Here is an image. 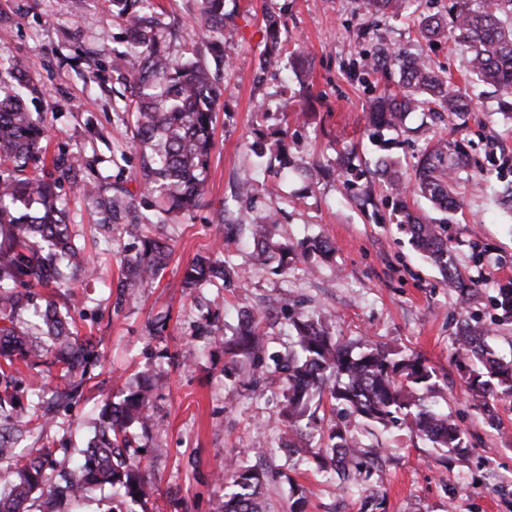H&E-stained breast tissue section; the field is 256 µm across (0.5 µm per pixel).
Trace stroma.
Masks as SVG:
<instances>
[{
    "instance_id": "1",
    "label": "stroma",
    "mask_w": 512,
    "mask_h": 512,
    "mask_svg": "<svg viewBox=\"0 0 512 512\" xmlns=\"http://www.w3.org/2000/svg\"><path fill=\"white\" fill-rule=\"evenodd\" d=\"M453 0H410L402 16L368 13L364 0H224L227 56L219 71L215 150L207 172L206 207L194 218L169 219L159 213L138 178V158L126 129L131 122L130 89L112 69L125 51L128 31L112 15L110 0H0V52L22 61L42 90L36 103L46 129L47 158L72 157L78 176L97 186L99 196L121 186L137 196L139 215L158 223L173 255L160 276L140 288L135 302L115 308L108 289L92 282L78 291L69 315L80 335L100 338L97 375L82 400L57 415L59 429L87 433L103 400L144 368L156 374L157 427L139 446L165 448L150 475L167 504L166 512H216L224 498L219 471L234 460L272 471L264 493L270 512H289V486L304 487L306 512H360L362 497L323 478L311 463L293 465L279 451L282 390L277 376L259 389L243 385L224 369V341L231 337L243 307L268 308L263 357L286 356L293 338L287 313L336 316L341 339H371L406 356L415 354L433 368L436 399L466 432L470 453L447 465L431 444L404 426L359 428L346 424L366 449L380 452L381 470L369 485L383 496L384 512H512V402L494 404L499 427H490L467 394L454 359L462 320L492 325L488 342L503 358L512 357V323L501 322L488 301L461 307L439 271L410 244L399 223L404 211L429 212L422 199L396 198L376 175L383 153L404 167L438 137L464 140L471 166L455 187L459 208L445 233L459 263L480 276L485 291L512 283V207L501 190L512 182L504 156H512V120L498 111L500 94L467 73V56L450 42L425 41L419 15H448ZM201 0H150L158 32L169 52L180 56L195 46L190 26ZM282 18L283 55L260 68L265 19ZM403 47L424 57L455 89L473 99L466 119L429 111L410 113L404 130L377 132L370 121L371 86L400 91L399 73L381 75L359 67L373 47ZM287 126L288 155L297 175L257 166L256 130ZM322 165L334 177L310 182L305 172ZM358 173L355 186L340 175ZM251 174L253 200L236 204L243 222L268 209L280 212L278 239L329 242L327 257L289 255L287 272L262 264L249 231L229 247L245 272L241 288L215 284L188 295L183 287L193 258L208 256L223 228L217 213L237 178ZM277 185V196L268 188ZM59 204L69 215L78 244L109 257L103 274L119 276L117 254L134 241L132 228L107 235L97 225L102 212L92 199L63 185ZM166 321L159 337L152 321ZM218 327L217 340L200 334L205 321Z\"/></svg>"
}]
</instances>
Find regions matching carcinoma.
Returning <instances> with one entry per match:
<instances>
[{"instance_id":"cac0c4a2","label":"carcinoma","mask_w":512,"mask_h":512,"mask_svg":"<svg viewBox=\"0 0 512 512\" xmlns=\"http://www.w3.org/2000/svg\"><path fill=\"white\" fill-rule=\"evenodd\" d=\"M145 2L112 0L129 33L126 55L138 58L130 80L132 140L139 152L144 191L157 193L161 213L185 216L205 204L219 92L216 76L201 59H173L158 47L154 22L142 10ZM407 2L366 0V6L376 14L397 17ZM507 19L512 20V0H456L452 19L423 15L417 28L428 41L451 40L466 50L471 77L511 98L512 24H505ZM281 23L274 15L266 18L264 66L279 56ZM196 29L198 38L209 42L214 60L224 61L225 47L211 40L212 33L224 31V0H202ZM385 60L397 67L401 91L394 96L375 88L370 91V114L376 125L399 131L409 113L426 106L460 119L470 112L472 100L457 93L450 78L431 70L422 57L401 49L387 53ZM35 91L26 70L17 64L9 80L0 79V464H6L13 476L10 486L0 492V512H78L89 493L106 487L129 505L128 512H159L157 484L134 461L139 453L134 431L155 427L154 386L146 375L125 383L119 401L101 405L86 444L59 472H54L50 443L26 454L17 451L33 431L42 438L53 427L54 408L79 400L99 359L96 338L78 336L64 313L80 279L99 278L100 264L83 255L66 213L57 206L58 183L64 179L78 183L75 162L56 163L52 171L38 165L44 131L27 105ZM467 167L463 143L444 139L423 152L411 174L393 157L378 161L379 175L390 193L417 194L443 213L426 217L407 211L403 226L414 247L438 266L463 305L479 297L481 279L460 269L442 225L448 223L445 212L458 207L451 195L454 175ZM135 208L133 196H112V223L124 220ZM228 211L226 205L218 215L226 232L216 255L191 262L184 274L185 287L216 280L224 286L240 285L238 270L221 258L224 242L237 228L227 221ZM277 224L276 212L269 211L260 223L251 225L259 253L276 249ZM151 227L144 225L141 249L122 258L119 307L135 299L137 289L154 280L171 257L170 244L152 235ZM39 288H51L55 294L46 298L37 292ZM491 302L500 311L499 319L512 321V287L497 289ZM266 317L264 311H239L235 333L224 341V353L230 355L226 365L243 370L254 385L265 374L258 353L263 342L260 326ZM290 326L295 349L275 361V370L287 383L282 450L301 461L302 439L318 438L313 452L318 472L367 493L361 512L379 500L378 493L366 487L375 461L367 458L347 428L320 417L322 400L377 427L409 425L448 460L468 455L466 432L429 401L436 391L434 371L421 357H399L373 340L354 347L336 336L325 316L298 315L290 319ZM486 333L477 322L465 323L457 337L456 357L465 368L471 400L494 426L492 401H512V361L505 362L488 349ZM17 361L37 374L44 366L58 368L63 385L50 389L47 404L40 396L23 403L13 369ZM218 478L224 483L218 512H267L265 472L234 463Z\"/></svg>"}]
</instances>
